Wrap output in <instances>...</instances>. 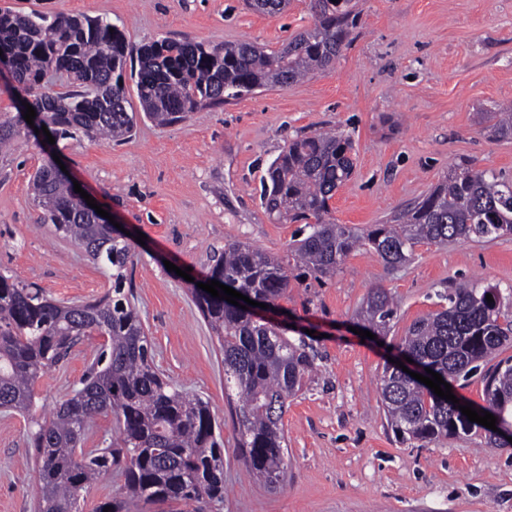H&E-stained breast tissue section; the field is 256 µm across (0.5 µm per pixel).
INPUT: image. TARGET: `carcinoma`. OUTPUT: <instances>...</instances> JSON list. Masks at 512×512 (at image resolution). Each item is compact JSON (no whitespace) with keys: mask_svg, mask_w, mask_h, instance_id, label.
Returning <instances> with one entry per match:
<instances>
[{"mask_svg":"<svg viewBox=\"0 0 512 512\" xmlns=\"http://www.w3.org/2000/svg\"><path fill=\"white\" fill-rule=\"evenodd\" d=\"M248 4L276 14L288 0ZM310 10L312 26L272 50L251 41L208 45L163 39L138 46L104 17L0 9V54L11 62L14 89L26 95L54 137L120 143L140 118L161 126L177 123L200 108L260 88L286 87L330 68L355 38L360 12L354 0H310ZM127 66L138 112L119 84ZM49 71L61 74L67 91L53 92L44 84ZM490 132L512 138V112L499 113ZM21 135H27L22 113L0 114V149ZM354 170L353 144L342 133L318 132L289 142L268 166L260 201L275 220L303 224L289 247L296 264L238 241L213 256L206 279L273 307L288 296L293 268L317 279L332 277L358 246L397 268L421 242L446 245L512 235V182L469 164L458 166L390 223L358 234L332 220L329 204ZM31 191L43 223L83 249L111 283L97 298L64 303L0 274V408L29 418L38 512H80V492L105 474L120 479L122 495L98 504L95 512L224 500L220 425L206 401L186 395L156 370L151 340L125 293L134 242L113 236L112 225L97 223L71 181L56 175L50 156L35 171ZM192 295L224 354L227 387L239 395L240 456L274 491L286 478L283 415L288 399L312 372L315 354L304 338L288 337L286 326L259 320L195 284ZM445 299L447 308L408 328L401 356L449 383L467 379L479 363L509 345L512 320L501 319L500 294L491 286L449 287ZM396 314L389 293L373 288L360 318L384 336ZM94 334L107 342L81 387L49 416H37L35 382L81 338ZM379 391L391 427L404 441L468 435L481 428L394 363L379 377ZM484 393L482 410L512 426V357L494 366ZM100 415L112 416L120 446L86 450L81 442Z\"/></svg>","mask_w":512,"mask_h":512,"instance_id":"carcinoma-1","label":"carcinoma"}]
</instances>
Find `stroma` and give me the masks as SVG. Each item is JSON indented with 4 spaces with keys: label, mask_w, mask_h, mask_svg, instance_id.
Segmentation results:
<instances>
[{
    "label": "stroma",
    "mask_w": 512,
    "mask_h": 512,
    "mask_svg": "<svg viewBox=\"0 0 512 512\" xmlns=\"http://www.w3.org/2000/svg\"><path fill=\"white\" fill-rule=\"evenodd\" d=\"M356 2L360 33L329 70L166 127L141 121L118 145L31 137L0 152V273L77 303L110 286L80 248L39 221L30 179L49 152L126 231L146 236L128 277L154 363L208 401L224 436L223 501L188 500L163 512H512V447H488L480 431L401 441L377 391L409 326L441 308L450 283L497 287L512 317V237L422 242L396 269L359 247L334 278L291 281L272 318L311 329L318 358L283 417L284 486L268 491L239 457L238 398L224 388V356L190 282L234 241L287 257L299 227L271 221L259 193L288 141L326 129L351 137L355 175L330 206L336 223L358 230L386 222L467 162L512 179V140L492 138L484 120L512 107V0ZM5 7L103 16L137 45L250 40L276 49L313 22L309 0H290L275 15L245 0H0ZM171 263L190 268V278L168 271ZM376 287L390 292L397 316L383 340L364 341L358 312ZM102 342L83 340L37 381L39 410L79 388ZM36 491L28 421L0 411V512H37Z\"/></svg>",
    "instance_id": "stroma-1"
}]
</instances>
